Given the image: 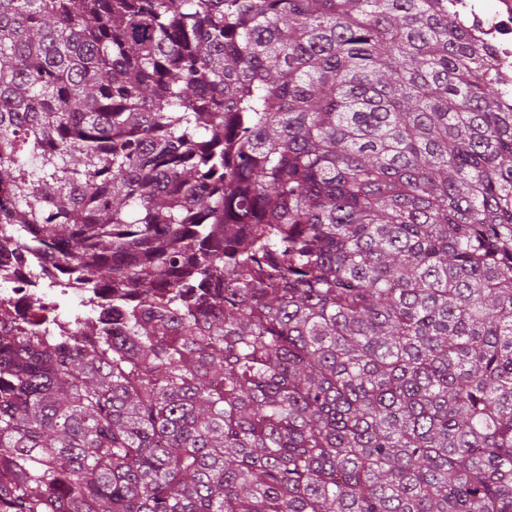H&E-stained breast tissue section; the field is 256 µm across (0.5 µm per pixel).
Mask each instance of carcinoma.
Masks as SVG:
<instances>
[{"label":"carcinoma","mask_w":512,"mask_h":512,"mask_svg":"<svg viewBox=\"0 0 512 512\" xmlns=\"http://www.w3.org/2000/svg\"><path fill=\"white\" fill-rule=\"evenodd\" d=\"M452 0H0V512H512V88ZM11 252L13 255L10 251L9 254L2 251L0 255V305L9 307L18 320L26 322L31 318L47 316L44 312L48 307L46 310H39L37 307V302L45 301L46 295L59 299L62 304L68 300H78L69 301L61 309L62 318L69 311L83 310V307L90 308V313H95V294L75 280H58L56 269L49 257L41 256L36 263L33 259H28L32 255L29 250Z\"/></svg>","instance_id":"obj_1"}]
</instances>
